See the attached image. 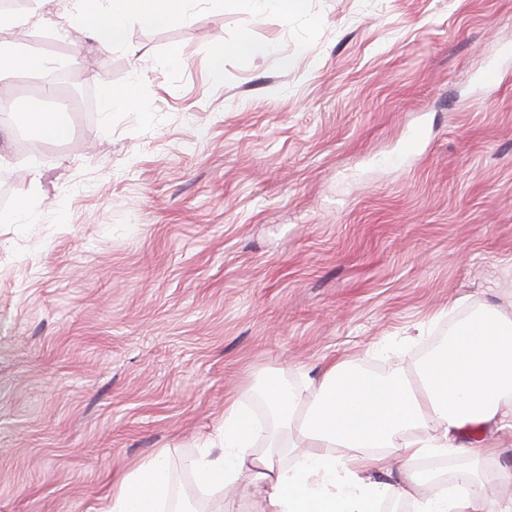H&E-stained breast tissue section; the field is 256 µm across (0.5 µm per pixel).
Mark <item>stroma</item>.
Segmentation results:
<instances>
[{
	"label": "stroma",
	"mask_w": 512,
	"mask_h": 512,
	"mask_svg": "<svg viewBox=\"0 0 512 512\" xmlns=\"http://www.w3.org/2000/svg\"><path fill=\"white\" fill-rule=\"evenodd\" d=\"M77 12L10 35L88 102L40 154L0 130V212L36 216L0 224V512H105L161 449L169 512H260L188 467L226 396L267 423L268 381L411 373L454 322L512 312V0H200L107 48ZM245 33L273 53L214 69Z\"/></svg>",
	"instance_id": "1"
}]
</instances>
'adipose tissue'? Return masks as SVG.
Returning <instances> with one entry per match:
<instances>
[{"label":"adipose tissue","mask_w":512,"mask_h":512,"mask_svg":"<svg viewBox=\"0 0 512 512\" xmlns=\"http://www.w3.org/2000/svg\"><path fill=\"white\" fill-rule=\"evenodd\" d=\"M197 0H79L77 28L106 46L124 44L127 20L146 27L179 22ZM22 17L0 15V90L16 72L44 61L7 39ZM265 396L273 429L231 399L217 448L189 466L200 487L221 490L247 478L263 512H377L382 501H410L412 512H512V496L486 498L490 478L512 483V469H488L499 455L495 433L512 432V314L489 307L457 323L415 375H371L348 363L328 366L307 393L280 381ZM292 456L290 466L279 462ZM448 453L459 461L456 488L423 491L410 464ZM405 465L399 486L377 480L392 460ZM164 453L143 460L115 485L107 512H161L167 494Z\"/></svg>","instance_id":"obj_1"}]
</instances>
